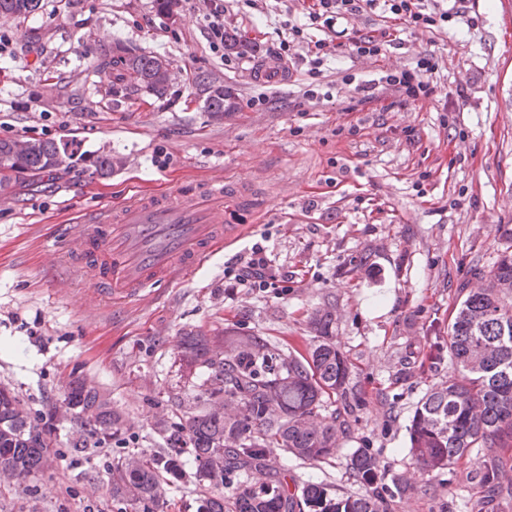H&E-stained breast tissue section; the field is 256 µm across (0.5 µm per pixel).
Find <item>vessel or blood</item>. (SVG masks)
Masks as SVG:
<instances>
[{
    "label": "vessel or blood",
    "instance_id": "1",
    "mask_svg": "<svg viewBox=\"0 0 512 512\" xmlns=\"http://www.w3.org/2000/svg\"><path fill=\"white\" fill-rule=\"evenodd\" d=\"M223 180L191 195L133 196L121 207L65 225L51 257L89 275L96 301L118 309L147 290L194 275L242 227L229 223Z\"/></svg>",
    "mask_w": 512,
    "mask_h": 512
}]
</instances>
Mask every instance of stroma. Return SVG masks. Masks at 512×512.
<instances>
[{
  "label": "stroma",
  "instance_id": "obj_1",
  "mask_svg": "<svg viewBox=\"0 0 512 512\" xmlns=\"http://www.w3.org/2000/svg\"><path fill=\"white\" fill-rule=\"evenodd\" d=\"M304 0H230L227 30L251 40L252 64L285 23L302 22ZM461 16L436 32L398 23L385 56L329 55L311 78L303 63L288 79L260 82L225 65L207 42L209 0H41L36 14L0 16L11 58L0 73V138L68 142L122 159L101 177L76 167L56 179L25 177L0 187V385L14 389L32 420L55 428L47 467L0 487V512H117L112 461L160 448L158 418L181 415L190 369L182 332L215 339L225 328L304 349L317 308L333 314L337 347L353 364L360 402L335 457L303 463L279 456L298 480L361 492L347 467L355 450L375 457L386 479L413 470L409 426L426 391L448 378L447 362L400 375L404 360L447 335L448 314L512 246V0H457ZM170 63L163 98L125 89L115 69L93 74L115 44ZM434 54L433 97L383 110L349 109L344 74L368 82ZM332 96L303 98L310 81ZM232 89L237 110L211 120L215 86ZM260 106H250L253 98ZM242 184L227 196L232 223L249 225L193 280L154 291L149 303L117 314L93 303L86 277L66 261L48 268L56 225L122 204L146 189L191 194L211 180ZM265 241L288 292L224 288L227 262ZM74 377L95 381L133 423L124 442L78 453V420H59ZM471 465L420 477L392 512H474L480 493Z\"/></svg>",
  "mask_w": 512,
  "mask_h": 512
}]
</instances>
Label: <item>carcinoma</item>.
I'll return each instance as SVG.
<instances>
[{"instance_id":"1","label":"carcinoma","mask_w":512,"mask_h":512,"mask_svg":"<svg viewBox=\"0 0 512 512\" xmlns=\"http://www.w3.org/2000/svg\"><path fill=\"white\" fill-rule=\"evenodd\" d=\"M38 8L39 0H0L1 15L28 16ZM115 51L133 87L156 97L165 94L167 60L119 43ZM235 109L231 89L212 90L206 106L211 119L221 121ZM78 163L104 176L118 159L79 153L54 140L0 139V185L15 173L35 176ZM310 323L316 336L302 353H286L232 327L224 329L222 340L200 330L181 337L182 359L204 376L192 395L203 408L190 407L179 420H160L156 427L167 439L189 446L188 456L151 448L112 462V499L124 512H168L167 487L191 479L202 512H389L391 498L414 488V478L401 476L395 492L385 496L379 490L378 462L359 451L349 459L353 478L363 486L359 494L333 492L322 483L288 482V470L275 454L304 463L334 456L356 400L352 365L333 340L332 313L318 309ZM448 364V381L430 389L414 411L411 453L427 473L473 453L476 482L484 489L500 487L504 471L491 461L512 450V253L503 254L489 279L453 308ZM331 394L339 397L342 409L325 415L324 397ZM63 406V416L86 422L96 437H79L73 448H99L128 431L123 412L84 378L69 383ZM50 447L19 394L1 385L0 483L42 471Z\"/></svg>"}]
</instances>
